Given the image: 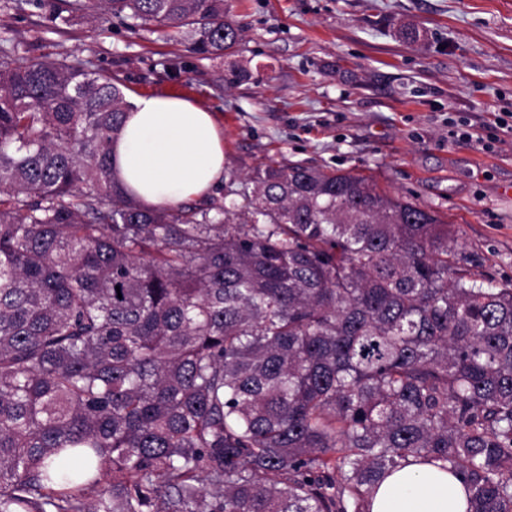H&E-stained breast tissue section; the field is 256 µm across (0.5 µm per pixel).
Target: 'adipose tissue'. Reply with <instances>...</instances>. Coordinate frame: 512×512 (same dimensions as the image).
Masks as SVG:
<instances>
[{
  "instance_id": "adipose-tissue-1",
  "label": "adipose tissue",
  "mask_w": 512,
  "mask_h": 512,
  "mask_svg": "<svg viewBox=\"0 0 512 512\" xmlns=\"http://www.w3.org/2000/svg\"><path fill=\"white\" fill-rule=\"evenodd\" d=\"M112 161L128 194L149 208L171 207L207 194L224 175V138L197 102L175 95L137 98ZM372 512H466L463 484L430 465L389 474Z\"/></svg>"
}]
</instances>
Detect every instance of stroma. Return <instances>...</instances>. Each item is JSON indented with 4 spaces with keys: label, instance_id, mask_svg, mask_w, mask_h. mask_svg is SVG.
<instances>
[{
    "label": "stroma",
    "instance_id": "obj_1",
    "mask_svg": "<svg viewBox=\"0 0 512 512\" xmlns=\"http://www.w3.org/2000/svg\"><path fill=\"white\" fill-rule=\"evenodd\" d=\"M238 45L201 58L192 37L0 0V43L66 54L127 99L182 94L214 112L228 177L272 161L371 177L438 212L495 284L512 283V0H230ZM483 127L489 148L462 139Z\"/></svg>",
    "mask_w": 512,
    "mask_h": 512
}]
</instances>
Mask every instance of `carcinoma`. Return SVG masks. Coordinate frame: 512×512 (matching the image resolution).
I'll use <instances>...</instances> for the list:
<instances>
[{
    "instance_id": "cac0c4a2",
    "label": "carcinoma",
    "mask_w": 512,
    "mask_h": 512,
    "mask_svg": "<svg viewBox=\"0 0 512 512\" xmlns=\"http://www.w3.org/2000/svg\"><path fill=\"white\" fill-rule=\"evenodd\" d=\"M193 36L224 0H71ZM130 104L0 51V512H370L392 471L512 512V287L366 176L271 162L222 217L148 209L110 160Z\"/></svg>"
}]
</instances>
